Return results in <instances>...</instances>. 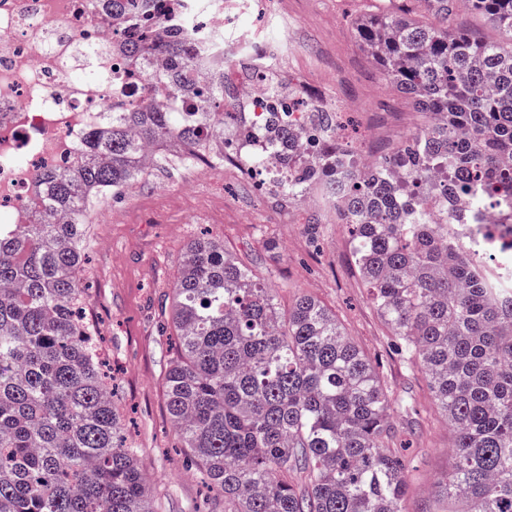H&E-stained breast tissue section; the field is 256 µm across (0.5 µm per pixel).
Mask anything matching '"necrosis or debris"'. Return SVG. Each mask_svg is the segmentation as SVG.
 Masks as SVG:
<instances>
[{"mask_svg":"<svg viewBox=\"0 0 512 512\" xmlns=\"http://www.w3.org/2000/svg\"><path fill=\"white\" fill-rule=\"evenodd\" d=\"M230 15L225 0H159L156 19L190 40L196 60L247 56V66L227 71L235 93L224 109L246 103L259 112L272 77L268 61L283 50L275 40L244 50L225 42ZM130 33L128 15L107 12L100 0H0L1 224L28 223L43 172L68 169L114 113L142 104L160 112L207 110V70L193 67L200 95L179 96L163 80L167 55L153 49L133 57L118 49ZM467 241L474 252L512 257V226L491 209Z\"/></svg>","mask_w":512,"mask_h":512,"instance_id":"4bbe7bcc","label":"necrosis or debris"}]
</instances>
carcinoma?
I'll return each instance as SVG.
<instances>
[{"label":"carcinoma","instance_id":"1","mask_svg":"<svg viewBox=\"0 0 512 512\" xmlns=\"http://www.w3.org/2000/svg\"><path fill=\"white\" fill-rule=\"evenodd\" d=\"M131 14L137 54L156 42L177 61L165 82L197 93L185 41L156 31V0H102ZM412 14H367L364 52L428 117L392 152L360 165L329 111H302L312 160L284 153L292 203L316 190L336 202L370 300L407 369L425 371L453 433L451 470L421 512H512V272L495 275L456 226L426 223L423 197L445 209L472 201L512 224V0H462L507 37L454 27L455 0H416ZM121 112L71 168L43 177L31 224H0V512H156L114 406L112 378L83 312L87 214L145 177L141 147L198 157L291 142L280 84L260 118L224 111ZM167 326L179 337L165 378L167 408L191 465L224 497V512H406V465L391 420L406 409L343 332L336 314L301 296L283 311L274 289L224 243L192 241L179 264ZM308 476L299 489L296 471Z\"/></svg>","mask_w":512,"mask_h":512}]
</instances>
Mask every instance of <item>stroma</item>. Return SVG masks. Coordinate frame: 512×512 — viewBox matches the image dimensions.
Wrapping results in <instances>:
<instances>
[{"instance_id":"1","label":"stroma","mask_w":512,"mask_h":512,"mask_svg":"<svg viewBox=\"0 0 512 512\" xmlns=\"http://www.w3.org/2000/svg\"><path fill=\"white\" fill-rule=\"evenodd\" d=\"M393 0H286L288 70L302 76L307 97L330 96L339 137L357 153L379 156L411 138L425 117L362 51L356 20ZM90 214L82 281L118 380L115 398L124 432L158 496L159 512H196L222 499L187 465L169 420L164 375L177 340L164 327L169 296L188 243L216 237L276 288L282 307L308 295L335 310L346 333L385 383L410 403L394 421L398 446L411 461L407 512H418L447 476L450 433L421 370H407L389 351L391 333L374 309L351 255L343 224L308 225L307 210L284 218L267 210L252 180L209 170L205 161L155 167L122 200ZM275 241L279 253L267 251Z\"/></svg>"}]
</instances>
